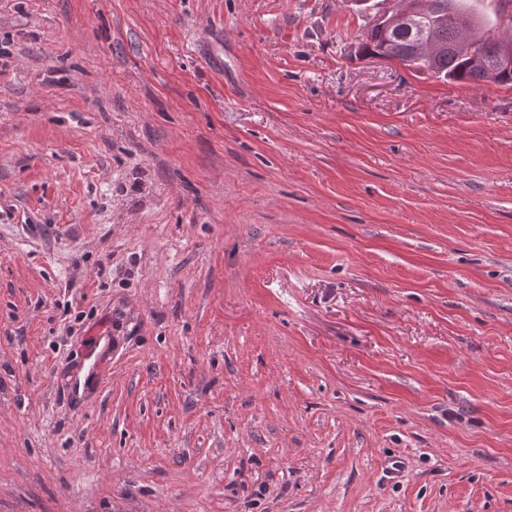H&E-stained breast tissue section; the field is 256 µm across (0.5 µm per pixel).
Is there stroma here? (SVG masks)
<instances>
[{
    "label": "stroma",
    "mask_w": 512,
    "mask_h": 512,
    "mask_svg": "<svg viewBox=\"0 0 512 512\" xmlns=\"http://www.w3.org/2000/svg\"><path fill=\"white\" fill-rule=\"evenodd\" d=\"M356 0H0V512H512V85Z\"/></svg>",
    "instance_id": "1"
}]
</instances>
